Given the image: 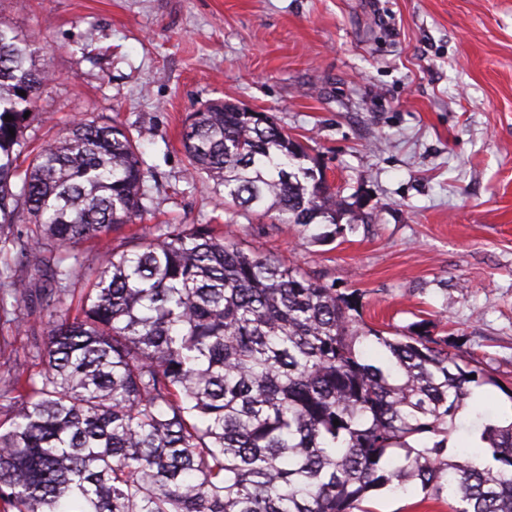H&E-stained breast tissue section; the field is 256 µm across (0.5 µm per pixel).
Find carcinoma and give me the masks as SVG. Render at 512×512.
Returning a JSON list of instances; mask_svg holds the SVG:
<instances>
[{
    "label": "carcinoma",
    "instance_id": "cac0c4a2",
    "mask_svg": "<svg viewBox=\"0 0 512 512\" xmlns=\"http://www.w3.org/2000/svg\"><path fill=\"white\" fill-rule=\"evenodd\" d=\"M36 53L0 22V247L41 272L0 267V319L28 327L39 366L0 381V512H356L385 488L512 512V415L477 411L469 445L449 446L471 384L492 379L446 340L368 328L350 297L209 224L112 245L150 199L117 123L74 122L19 171L24 114L52 79ZM183 147L230 224L351 212L268 112L212 102Z\"/></svg>",
    "mask_w": 512,
    "mask_h": 512
}]
</instances>
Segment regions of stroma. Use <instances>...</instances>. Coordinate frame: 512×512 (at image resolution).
Listing matches in <instances>:
<instances>
[{
    "mask_svg": "<svg viewBox=\"0 0 512 512\" xmlns=\"http://www.w3.org/2000/svg\"><path fill=\"white\" fill-rule=\"evenodd\" d=\"M0 21L53 75L26 149L78 118L136 137L152 202L112 240L228 225L188 174L185 119L215 100L271 113L355 219L232 232L353 295L368 326L446 339L491 376L485 410L512 407V0H0ZM363 507L448 501L383 489Z\"/></svg>",
    "mask_w": 512,
    "mask_h": 512,
    "instance_id": "1",
    "label": "stroma"
}]
</instances>
